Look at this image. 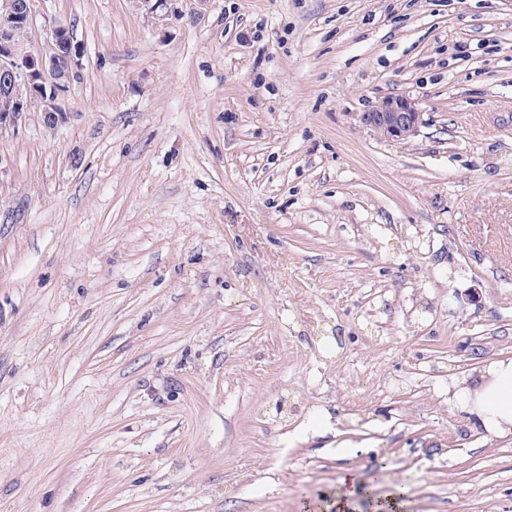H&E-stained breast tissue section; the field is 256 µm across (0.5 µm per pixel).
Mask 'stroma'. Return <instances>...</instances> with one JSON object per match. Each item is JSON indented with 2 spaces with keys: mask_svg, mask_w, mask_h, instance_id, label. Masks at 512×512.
Returning <instances> with one entry per match:
<instances>
[{
  "mask_svg": "<svg viewBox=\"0 0 512 512\" xmlns=\"http://www.w3.org/2000/svg\"><path fill=\"white\" fill-rule=\"evenodd\" d=\"M0 132V512H512V0H36ZM417 99L406 141L362 120ZM35 22L34 1L0 0V131L15 128L37 102L54 124L81 68V52L62 38L65 25L46 28V47L30 49L18 39ZM448 404L492 435H512V358L496 360L454 381L448 386ZM362 484L358 476L353 473H346L340 479V485L336 492V512H348L351 498L362 491Z\"/></svg>",
  "mask_w": 512,
  "mask_h": 512,
  "instance_id": "stroma-1",
  "label": "stroma"
}]
</instances>
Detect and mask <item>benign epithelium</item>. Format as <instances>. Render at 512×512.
<instances>
[{"instance_id": "obj_1", "label": "benign epithelium", "mask_w": 512, "mask_h": 512, "mask_svg": "<svg viewBox=\"0 0 512 512\" xmlns=\"http://www.w3.org/2000/svg\"><path fill=\"white\" fill-rule=\"evenodd\" d=\"M149 14L175 11V0H137ZM34 2L0 0V131L15 128L36 102L53 124L64 112V102L81 68V52L63 39L65 25L46 28V47L30 49L18 33L34 25ZM363 122L388 140H406L425 124L419 103L406 96L386 97Z\"/></svg>"}]
</instances>
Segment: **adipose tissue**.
<instances>
[{
    "instance_id": "1",
    "label": "adipose tissue",
    "mask_w": 512,
    "mask_h": 512,
    "mask_svg": "<svg viewBox=\"0 0 512 512\" xmlns=\"http://www.w3.org/2000/svg\"><path fill=\"white\" fill-rule=\"evenodd\" d=\"M448 402L486 432L512 435V358L496 360L453 382Z\"/></svg>"
}]
</instances>
